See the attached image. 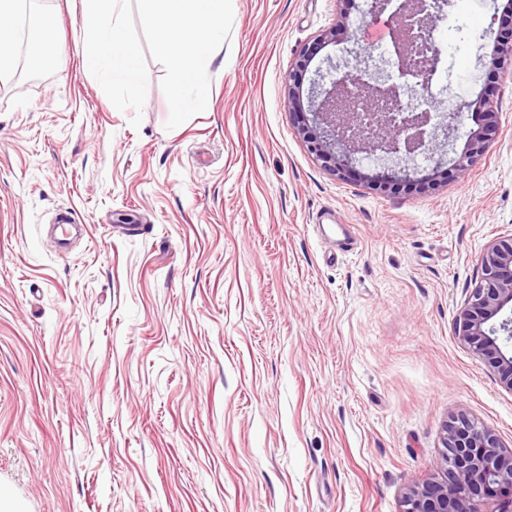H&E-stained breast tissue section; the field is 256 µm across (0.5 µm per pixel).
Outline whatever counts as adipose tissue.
<instances>
[{
    "label": "adipose tissue",
    "instance_id": "1",
    "mask_svg": "<svg viewBox=\"0 0 512 512\" xmlns=\"http://www.w3.org/2000/svg\"><path fill=\"white\" fill-rule=\"evenodd\" d=\"M121 0H83L88 50L86 69L113 87L140 88L146 75L138 63L135 44L119 23ZM19 0H0V75L9 72L19 39ZM139 10L152 24L157 45L174 73L171 105L187 107L188 92H202L199 80L223 46L224 0H138Z\"/></svg>",
    "mask_w": 512,
    "mask_h": 512
}]
</instances>
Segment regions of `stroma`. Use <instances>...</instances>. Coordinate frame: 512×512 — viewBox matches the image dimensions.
Masks as SVG:
<instances>
[{"mask_svg": "<svg viewBox=\"0 0 512 512\" xmlns=\"http://www.w3.org/2000/svg\"><path fill=\"white\" fill-rule=\"evenodd\" d=\"M500 3L447 0L431 81L496 102L487 152L459 174L466 136L439 132L426 185L379 189L321 166L285 105L288 75L305 90L315 68L364 73L371 0H225L207 96L183 111L136 0L120 4L135 91L84 68L81 0H21L20 29L48 25L59 58L0 76V496L22 512H402L452 415L512 449V392L454 325L480 251L512 236ZM63 210L85 227L67 255L47 237ZM336 28H332L320 34L313 42L312 46L304 47L300 50L296 61V67L299 71L307 70L308 63L313 59L314 54L326 43L335 42Z\"/></svg>", "mask_w": 512, "mask_h": 512, "instance_id": "1", "label": "stroma"}]
</instances>
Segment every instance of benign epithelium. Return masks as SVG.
<instances>
[{"label":"benign epithelium","instance_id":"1","mask_svg":"<svg viewBox=\"0 0 512 512\" xmlns=\"http://www.w3.org/2000/svg\"><path fill=\"white\" fill-rule=\"evenodd\" d=\"M441 0H404L395 14L394 48L397 65L411 71L409 57L414 39L408 20L416 15L421 21L434 19L442 11ZM336 41V29L319 35L312 45L300 50L296 67L304 71L314 54L326 43ZM493 64L502 69L512 66V44L497 45ZM318 104L313 116L324 125L320 139L307 140L308 149L322 165L344 178L353 172L349 157L338 156L332 148L336 142L348 144L355 151L369 150L384 155L404 150L413 153L435 137L436 125L428 112H411L404 124H394L385 112L395 97V87L386 81L360 86L365 101L372 108L368 113L369 130L362 127L361 113L352 111L351 98L345 83L316 72L313 81ZM288 111L305 117L302 94L296 85H288ZM455 112L466 113L474 127L467 133L466 149L459 157L460 171L468 170L481 156L497 132V112L491 99L478 105L465 100L455 104ZM406 170L389 165L379 166L371 180L387 185ZM481 281L456 318L461 343L474 353L487 357L497 370L503 386L512 392V237L490 242L477 258ZM512 487V450L504 449L498 436L464 412L451 417L443 438L442 465L439 476L409 486L402 512H474L477 499L489 496L499 487Z\"/></svg>","mask_w":512,"mask_h":512}]
</instances>
